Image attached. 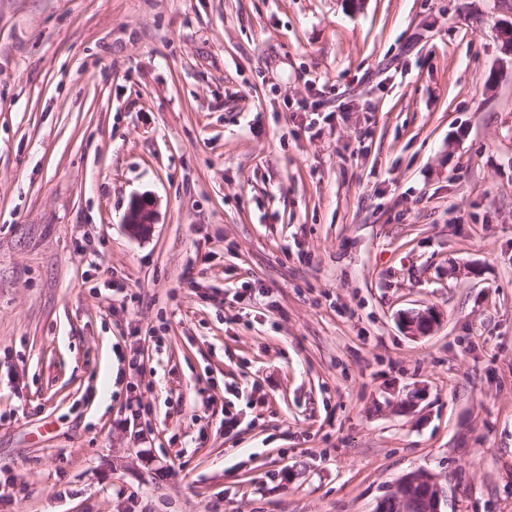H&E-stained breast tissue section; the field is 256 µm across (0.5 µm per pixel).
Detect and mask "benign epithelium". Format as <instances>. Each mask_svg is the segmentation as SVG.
Segmentation results:
<instances>
[{"instance_id":"1","label":"benign epithelium","mask_w":512,"mask_h":512,"mask_svg":"<svg viewBox=\"0 0 512 512\" xmlns=\"http://www.w3.org/2000/svg\"><path fill=\"white\" fill-rule=\"evenodd\" d=\"M124 223L131 231L144 233L155 223L152 201L146 197L134 199L124 215ZM438 319L430 308L410 312L406 315L403 326L410 336H420L429 332ZM456 485H441L428 471L417 469L397 481L389 493L380 501L376 512H444L455 496Z\"/></svg>"}]
</instances>
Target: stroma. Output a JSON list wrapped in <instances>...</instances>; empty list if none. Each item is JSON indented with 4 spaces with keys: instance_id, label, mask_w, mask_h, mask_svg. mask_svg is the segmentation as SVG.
Wrapping results in <instances>:
<instances>
[{
    "instance_id": "35a3bbf8",
    "label": "stroma",
    "mask_w": 512,
    "mask_h": 512,
    "mask_svg": "<svg viewBox=\"0 0 512 512\" xmlns=\"http://www.w3.org/2000/svg\"><path fill=\"white\" fill-rule=\"evenodd\" d=\"M506 17L0 0V512H512ZM124 224H128L134 233L148 231L155 224V212L152 201L147 197L135 198L124 215ZM437 322L438 319L434 311L431 308H427L408 313L403 321V326L408 335L420 336L429 332L437 325ZM455 491L452 482L443 486L428 471L417 469L392 486L375 512H447L442 507L448 506Z\"/></svg>"
}]
</instances>
